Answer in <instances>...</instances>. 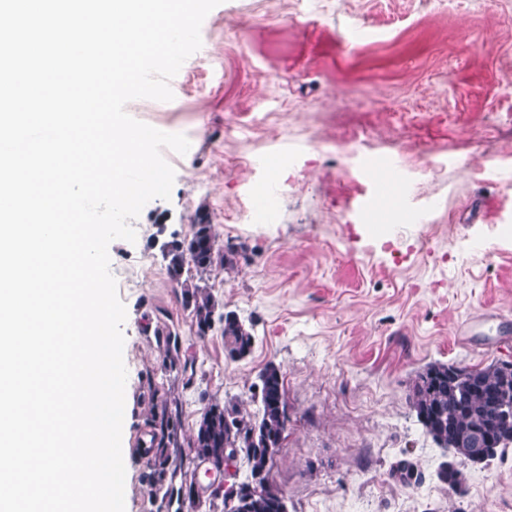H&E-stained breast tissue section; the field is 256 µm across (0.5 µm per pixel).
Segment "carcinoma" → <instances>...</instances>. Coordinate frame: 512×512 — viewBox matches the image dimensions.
I'll return each instance as SVG.
<instances>
[{"label": "carcinoma", "mask_w": 512, "mask_h": 512, "mask_svg": "<svg viewBox=\"0 0 512 512\" xmlns=\"http://www.w3.org/2000/svg\"><path fill=\"white\" fill-rule=\"evenodd\" d=\"M168 260V273L181 288L184 308L190 310L197 332L212 327L218 303L210 292L205 278L214 269L226 270L233 266L235 251L218 245L213 225L206 213L197 212L190 237L173 239L164 244ZM223 323L224 353L236 361L246 357L255 342L253 327L246 325L233 311L219 316ZM157 342L163 352L164 366L175 369L181 365L178 335L156 331ZM435 373L431 383L419 377L413 387L411 404L425 432L442 448H450L458 457L470 454L469 441L476 433L492 424L488 399L481 389L497 386L500 367L483 369H455V378L448 380V366L429 367ZM261 386L255 414L242 410L238 403L211 404L201 413L195 429L187 440L181 439L180 422L168 399L154 388L152 398L159 400L147 421V429L138 441V452L146 460L145 478L155 492L162 494L166 505L183 504V498L192 496L196 471L203 462L224 471L236 483V474L229 472L224 450L235 447L241 436L252 439L244 449L250 477L268 478L271 463L279 452L278 443L286 431L285 390L280 369L267 365L259 376ZM406 458L391 468V476H399L398 483L410 488L422 481L417 467H408ZM281 491L277 488L261 489L251 495L247 512H275Z\"/></svg>", "instance_id": "cac0c4a2"}]
</instances>
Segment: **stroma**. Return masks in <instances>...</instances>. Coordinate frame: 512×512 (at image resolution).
Instances as JSON below:
<instances>
[{
    "mask_svg": "<svg viewBox=\"0 0 512 512\" xmlns=\"http://www.w3.org/2000/svg\"><path fill=\"white\" fill-rule=\"evenodd\" d=\"M201 38L172 101L126 106L190 149L164 150L170 200L109 248L127 310L125 512L160 505L137 452L151 386L187 437L209 404L255 412L270 364L288 402L270 479L288 512H512V444L452 490L437 477L450 452L409 401L431 364L512 362V0H222ZM381 157L394 187L379 194L364 169ZM264 186L276 213L257 224ZM370 197L408 219L365 235L356 208ZM200 210L236 252L207 284L254 325L238 361L220 325L197 334L154 241L188 236ZM164 327L186 372L164 367ZM404 456L420 485L391 478Z\"/></svg>",
    "mask_w": 512,
    "mask_h": 512,
    "instance_id": "obj_1",
    "label": "stroma"
}]
</instances>
